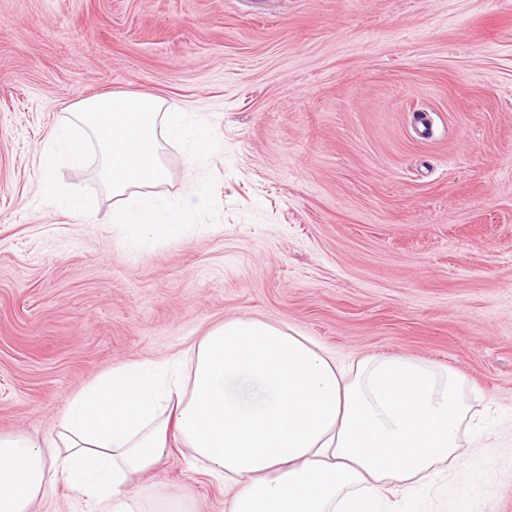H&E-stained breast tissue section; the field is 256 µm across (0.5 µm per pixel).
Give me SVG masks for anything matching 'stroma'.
I'll use <instances>...</instances> for the list:
<instances>
[{
    "mask_svg": "<svg viewBox=\"0 0 512 512\" xmlns=\"http://www.w3.org/2000/svg\"><path fill=\"white\" fill-rule=\"evenodd\" d=\"M112 94L212 124L149 192L213 175L216 223L130 246L95 162L58 171L91 213L43 201L50 133ZM228 319L461 373L462 464L390 500L512 512V0H0V436L55 437L73 394ZM134 481L229 494L183 447Z\"/></svg>",
    "mask_w": 512,
    "mask_h": 512,
    "instance_id": "obj_1",
    "label": "stroma"
}]
</instances>
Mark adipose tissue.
Returning <instances> with one entry per match:
<instances>
[{"label": "adipose tissue", "mask_w": 512, "mask_h": 512, "mask_svg": "<svg viewBox=\"0 0 512 512\" xmlns=\"http://www.w3.org/2000/svg\"><path fill=\"white\" fill-rule=\"evenodd\" d=\"M193 373L131 362L71 397L56 438L0 437V512H33L56 475L92 512H127L133 477L184 446L223 476L225 512H384L458 460L469 412L450 370L399 356L342 367L286 326L229 319L191 355ZM65 455H57V447Z\"/></svg>", "instance_id": "ef3b65f1"}]
</instances>
